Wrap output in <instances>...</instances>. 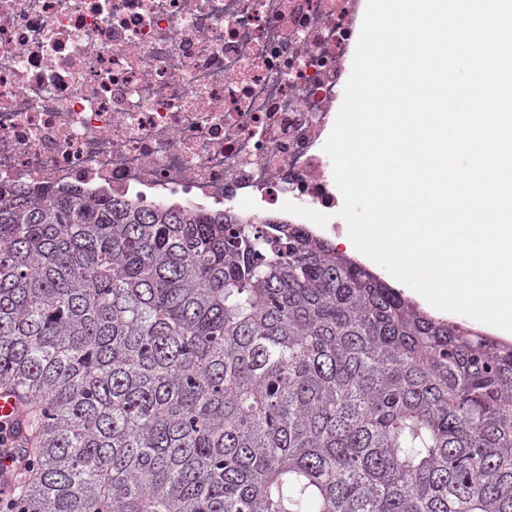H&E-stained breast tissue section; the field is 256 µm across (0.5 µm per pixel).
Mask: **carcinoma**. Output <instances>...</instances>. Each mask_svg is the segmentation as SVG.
Segmentation results:
<instances>
[{"label": "carcinoma", "mask_w": 512, "mask_h": 512, "mask_svg": "<svg viewBox=\"0 0 512 512\" xmlns=\"http://www.w3.org/2000/svg\"><path fill=\"white\" fill-rule=\"evenodd\" d=\"M11 512H512V343L301 225L0 187ZM358 259L362 260L364 263H366L367 265H369L373 270H375L380 276H382L385 280H387L388 282L392 283V284H395L397 285L398 287H400L402 289V291L405 293L406 296L410 297L414 302H416L421 308H423L424 310L434 314V315H437V316H444V317H453V318H457L459 320H462L468 324H470L472 327H474L475 329H478V330H481V331H484L492 336H497L503 340H506V341H509L512 343V334L509 336V337H505V336H502L500 335L499 333H497L496 331H494L491 327H489L488 325L486 324H483V323H479V322H475L473 321L470 317L468 316H465V315H462V314H458V313H454V312H450V311H443V310H437V309H433V308H430V307H427V306H424L421 302H419V300H417L416 298V295H415V291L412 290L411 288H409L408 286H406L405 284L403 283H400L398 282L395 278H393L383 267H381L380 265H378L376 262H374L373 260H371L369 257H365V258H360L359 256L357 257ZM0 421L9 422L14 429L24 428L20 399L6 389L0 390Z\"/></svg>", "instance_id": "obj_1"}]
</instances>
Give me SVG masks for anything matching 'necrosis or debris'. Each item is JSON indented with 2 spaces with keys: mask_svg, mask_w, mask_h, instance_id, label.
<instances>
[{
  "mask_svg": "<svg viewBox=\"0 0 512 512\" xmlns=\"http://www.w3.org/2000/svg\"><path fill=\"white\" fill-rule=\"evenodd\" d=\"M357 0H0V185L335 224Z\"/></svg>",
  "mask_w": 512,
  "mask_h": 512,
  "instance_id": "1",
  "label": "necrosis or debris"
}]
</instances>
